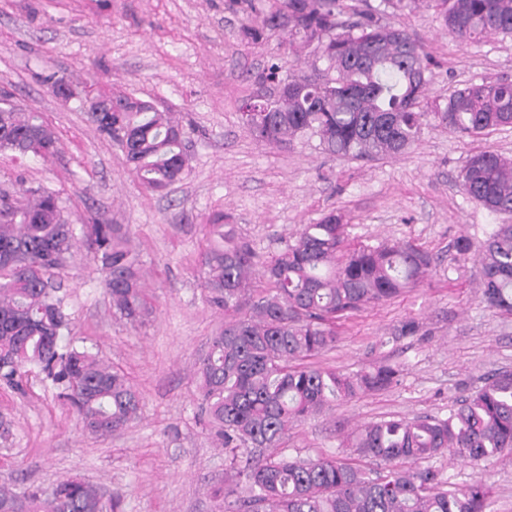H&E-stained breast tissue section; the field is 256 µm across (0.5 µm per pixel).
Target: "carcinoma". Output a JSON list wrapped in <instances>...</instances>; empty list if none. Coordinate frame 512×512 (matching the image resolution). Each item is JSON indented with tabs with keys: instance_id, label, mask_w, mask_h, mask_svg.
Segmentation results:
<instances>
[{
	"instance_id": "carcinoma-1",
	"label": "carcinoma",
	"mask_w": 512,
	"mask_h": 512,
	"mask_svg": "<svg viewBox=\"0 0 512 512\" xmlns=\"http://www.w3.org/2000/svg\"><path fill=\"white\" fill-rule=\"evenodd\" d=\"M251 24L243 39L258 43L288 31V54L313 48L323 82L298 76L272 59L258 77L288 92L270 111L243 113L253 136L283 145L316 136L332 154L357 159L410 149L435 119L464 135L512 124V81L471 84L445 106L424 109L431 59L400 27L381 23L368 0H237ZM448 31L468 41L512 36V0H425ZM124 153L135 178L165 190L189 171L179 125L168 112L131 94L112 92V113L88 115ZM42 159L58 152L56 132L21 105L0 107V152ZM469 199L512 215V159L492 150L471 155L459 173ZM219 214L201 258L207 301L224 310L210 337L196 386L212 437L224 448V484L213 489L219 512H486L489 487L476 481L450 490L421 463L452 451L477 464L512 454V371H500L445 417L382 419L362 426L349 458H290L295 422L359 394L398 384L400 370L380 364L352 373L305 365L336 340V325L419 284L432 257L412 245L349 249L341 215L307 224L297 239L261 263L249 242ZM95 246L114 314L131 326L156 312L146 294L139 254L121 224L92 218L72 224L60 193L19 185L0 191V382L21 389L36 369L79 416L85 432L112 436L139 416L140 397L126 375L84 345L63 342L70 316L56 274L75 264L79 240ZM482 299L512 315V224H497L478 253ZM106 508L93 485L71 477L50 490L18 491L0 483V512H91Z\"/></svg>"
}]
</instances>
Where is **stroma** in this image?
Returning a JSON list of instances; mask_svg holds the SVG:
<instances>
[{"label":"stroma","mask_w":512,"mask_h":512,"mask_svg":"<svg viewBox=\"0 0 512 512\" xmlns=\"http://www.w3.org/2000/svg\"><path fill=\"white\" fill-rule=\"evenodd\" d=\"M381 20L406 29L433 59L429 101L512 79L510 36L459 40L421 0ZM247 22L234 0H0V91L40 112L60 139L49 159L0 153V190L42 184L59 191L72 223L94 214L126 225L156 306L143 326L114 317L97 255L81 244L75 267L62 275L71 335L126 374L140 416L98 438L82 432L41 374L30 373L21 393L0 384V417L11 423L8 441H0V478L15 479L17 489L79 477L119 497L118 512H217L212 491L224 479V451L198 417L194 382L208 340L224 324L200 287L207 224L217 212L231 215L264 259L331 211L347 224L350 246L411 244L434 259L413 290L343 321L334 347L314 359L342 373L395 365L399 384L293 424L289 456L346 457L343 440L358 428L386 416L446 415L486 377L512 371V315L482 301L476 254L454 248L458 238L478 245L492 225L512 222L469 199L458 178L476 152L512 158V125L478 136L430 125L404 154L369 160L328 153L315 137L280 147L259 142L241 108L260 90L257 74L287 55L288 37L242 41ZM46 75L86 97L121 90L174 113L189 175L162 192L146 189L79 101L54 95ZM409 319L418 332L393 339ZM428 465L457 487L485 480L486 512H512L511 459L474 465L443 454Z\"/></svg>","instance_id":"obj_1"}]
</instances>
